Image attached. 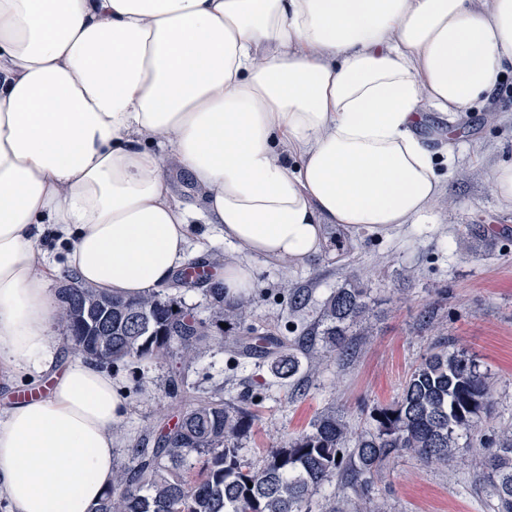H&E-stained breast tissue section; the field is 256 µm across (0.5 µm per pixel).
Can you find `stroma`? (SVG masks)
Listing matches in <instances>:
<instances>
[{
	"instance_id": "stroma-1",
	"label": "stroma",
	"mask_w": 512,
	"mask_h": 512,
	"mask_svg": "<svg viewBox=\"0 0 512 512\" xmlns=\"http://www.w3.org/2000/svg\"><path fill=\"white\" fill-rule=\"evenodd\" d=\"M436 126L448 134L449 156L438 163L445 199L427 219L383 233L329 228L321 254L303 263L252 259L260 298L244 326L217 332L213 347L187 369L173 358L113 369L130 403L119 464L129 463L131 449L154 447L191 396L217 387L256 417L239 450L255 465L322 412H336L359 432L440 338L490 376L495 407L481 433L512 423V207L501 203L491 179L496 166L512 161V95L495 94ZM243 255L214 225H190L188 259L210 274L222 273L225 258ZM352 280L368 290L372 307L356 328L352 357L328 361L295 387L275 378L267 359L235 354L233 338L255 333L294 345L326 297ZM179 374L184 392L168 395L167 379ZM149 422L154 430L147 433ZM475 480L471 451L445 467L406 454L383 467L374 491L385 512H489L487 495L472 491Z\"/></svg>"
}]
</instances>
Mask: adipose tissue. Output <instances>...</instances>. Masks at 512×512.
<instances>
[{
  "label": "adipose tissue",
  "mask_w": 512,
  "mask_h": 512,
  "mask_svg": "<svg viewBox=\"0 0 512 512\" xmlns=\"http://www.w3.org/2000/svg\"><path fill=\"white\" fill-rule=\"evenodd\" d=\"M511 68L512 0H0V371L51 380L0 421L8 512H92L118 465L126 401L109 364L60 363L50 281L167 287L200 222L249 255L233 302L251 258L418 223L444 185L430 111Z\"/></svg>",
  "instance_id": "ef3b65f1"
}]
</instances>
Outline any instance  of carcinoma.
<instances>
[{"label":"carcinoma","instance_id":"obj_1","mask_svg":"<svg viewBox=\"0 0 512 512\" xmlns=\"http://www.w3.org/2000/svg\"><path fill=\"white\" fill-rule=\"evenodd\" d=\"M211 314L200 318L176 299L151 290L135 298L109 295L73 278L57 291L58 324L74 354L107 360L112 366L175 354L191 364L210 347L212 329L240 326L251 317L256 297L224 304V289H208ZM367 291L356 285L332 291L308 344L278 352L262 337L234 339L243 356L272 358L275 376L313 377L324 360L354 352L352 328L368 317ZM494 407L491 384L479 363L463 351L437 342L406 378L392 403L370 413L369 428L346 446L345 420L328 411L278 448L266 450L255 467L240 458L239 443L255 416L216 390L194 399L152 450H131L134 465L117 468L112 487L94 512H313L320 488L335 480L354 497L335 499L326 512H383L371 494L381 466L412 453L446 466L461 447L479 445V486L492 498L493 512H512V425L494 439L478 435L480 419ZM465 445H460V440Z\"/></svg>","mask_w":512,"mask_h":512}]
</instances>
